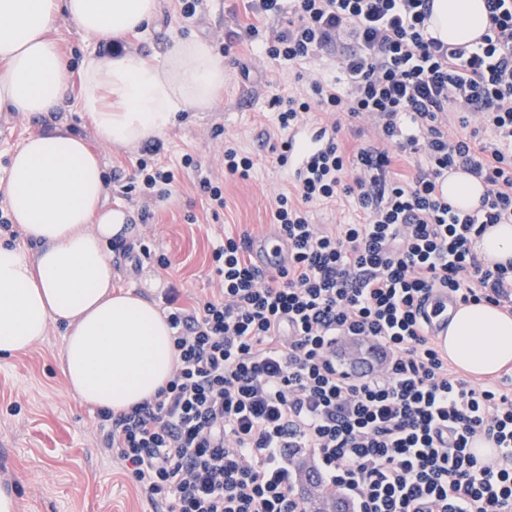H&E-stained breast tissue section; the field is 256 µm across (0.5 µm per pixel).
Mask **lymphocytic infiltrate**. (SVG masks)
Wrapping results in <instances>:
<instances>
[{
  "instance_id": "1",
  "label": "lymphocytic infiltrate",
  "mask_w": 512,
  "mask_h": 512,
  "mask_svg": "<svg viewBox=\"0 0 512 512\" xmlns=\"http://www.w3.org/2000/svg\"><path fill=\"white\" fill-rule=\"evenodd\" d=\"M479 41L430 34V0H251L286 15L264 49L294 62L336 50L342 80L275 97L287 132L316 125L322 152L279 192L271 222L287 268L266 273L247 235L213 249L218 293L162 312L176 364L155 396L102 409L106 450L168 512H306L288 451L305 449L330 495L354 512H512V374L474 385L423 319L433 291L512 315V261L482 256L492 224H512V0H485ZM370 120L373 144L347 154L344 122ZM457 122L459 133L448 125ZM158 144L137 161L143 198L176 176ZM410 169H391L393 157ZM479 180L476 211H454L449 172ZM354 199L358 222L330 228L314 206ZM372 342L381 367L353 377L336 343Z\"/></svg>"
}]
</instances>
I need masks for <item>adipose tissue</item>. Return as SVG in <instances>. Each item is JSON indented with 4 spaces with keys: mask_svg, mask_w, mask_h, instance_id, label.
Instances as JSON below:
<instances>
[{
    "mask_svg": "<svg viewBox=\"0 0 512 512\" xmlns=\"http://www.w3.org/2000/svg\"><path fill=\"white\" fill-rule=\"evenodd\" d=\"M159 0H0V112L61 109L71 71L50 31L77 26L85 41L118 45L147 33ZM484 0H433L430 31L451 44L478 41ZM224 93V59L202 37L176 39L155 56L91 55L81 69L79 107L103 142L134 147L155 139L182 111H204ZM34 253L0 243V357L63 329L61 371L71 396L114 412L152 398L175 366L172 330L157 306L114 291L107 246L125 229L108 201L102 162L63 125L29 136L0 189ZM447 354L482 379L512 365V316L481 303L448 324Z\"/></svg>",
    "mask_w": 512,
    "mask_h": 512,
    "instance_id": "adipose-tissue-1",
    "label": "adipose tissue"
}]
</instances>
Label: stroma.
Wrapping results in <instances>:
<instances>
[{
  "label": "stroma",
  "instance_id": "1",
  "mask_svg": "<svg viewBox=\"0 0 512 512\" xmlns=\"http://www.w3.org/2000/svg\"><path fill=\"white\" fill-rule=\"evenodd\" d=\"M249 14L247 0H201L189 23L181 18L176 0H161V15L150 33L123 40V50L150 56L175 38L200 36L224 57L222 98L207 111L179 113L175 125L161 135L158 158L176 171L177 181L151 200L124 190L141 150L101 142L79 110L84 59L111 48L85 42L72 22L60 21L52 32L73 74L62 110L0 112V182L6 181L11 155L23 139L53 124L67 125L99 154L110 202L130 209L135 218L126 227L125 245L136 251L146 245L170 259V268L160 270L151 260L137 264L113 251L116 289L159 305L173 286L180 303L191 304L217 286L213 245L228 232L258 234L271 221L270 200L287 183L288 173L264 142L276 129L270 101L292 92L299 74L335 77L336 61L327 52L291 64L270 61L263 54L261 34L279 20L257 18L259 36L237 39ZM229 143L252 154L255 165L248 178L225 175L224 147ZM187 154L197 168L182 167ZM202 174L224 187L226 206L219 214L206 209L198 186ZM61 347V332L53 328L32 348L0 358V471L16 491V512H165V504H152L137 492L105 451L96 409L68 393Z\"/></svg>",
  "mask_w": 512,
  "mask_h": 512
}]
</instances>
